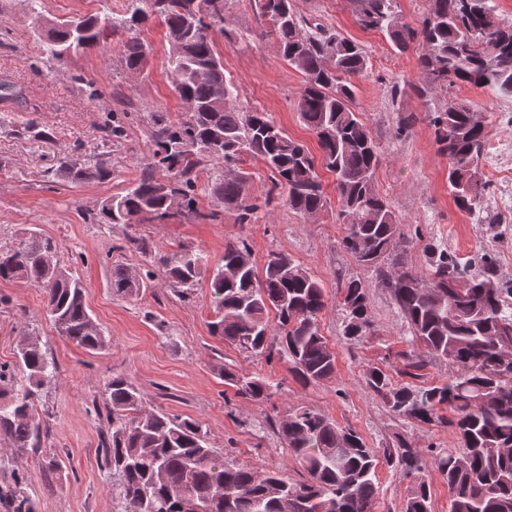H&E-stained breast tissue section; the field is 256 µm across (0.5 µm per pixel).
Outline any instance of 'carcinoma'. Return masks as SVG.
<instances>
[{"label":"carcinoma","instance_id":"1","mask_svg":"<svg viewBox=\"0 0 512 512\" xmlns=\"http://www.w3.org/2000/svg\"><path fill=\"white\" fill-rule=\"evenodd\" d=\"M194 0H127L120 17L91 14L47 23L51 57L66 61L119 37L121 63L142 72L151 52L143 39L153 19L165 26L169 67L177 74L175 90L199 111L174 122L152 112L148 121L149 155L141 176L124 192L100 201L98 224H165L174 218H213L198 201V174L210 162L236 176L211 185L210 193L252 224L262 206L286 190L288 208L304 219L316 218L327 192L316 165L334 176L344 226L343 250L361 267L378 273L404 317L412 342L422 354H408L400 375L419 379L426 357L448 362V382L416 385L395 382L379 368L365 384L395 418L448 424L461 448L436 455V468L448 487L450 512H512V372L501 369L504 346L512 345V287L500 278L493 258L463 262L429 245L428 268L406 266L405 219L392 210L376 184L380 163L377 143L353 108L357 80L368 68L365 51L319 24L299 18L291 0H263L262 15L282 57L304 75L297 110L320 149L315 160L266 112H243L235 105V87L224 74L216 37L224 34V0L212 9L193 10ZM361 28L386 35L400 52L418 50V84L412 87L423 111L405 115L397 134L407 135L419 122L434 132L437 153L448 160V190L458 209L481 208L488 185L479 161L487 144L482 113L470 104L454 108L433 101V91L450 83L487 87L512 98V25H504L496 0H430L428 16L417 27L401 21L398 0H346ZM107 143L123 137L118 119H106ZM256 160L270 171L273 187L260 197L251 193ZM53 176L72 184L105 181L111 170L90 171L63 155ZM155 255L165 282L186 294L206 270L200 249ZM231 265L237 275L224 276ZM0 281L19 282L44 291L45 317L67 340L90 352L110 348L90 314L81 280L60 265L56 246L33 228L0 245ZM146 287L127 268L112 269V291L135 298ZM210 299L216 313L213 335L243 351L292 366L306 384L333 376L334 353L320 332L325 309L322 284L289 256L275 254L264 272L255 266L248 244L224 247V264L211 276ZM370 286L354 276L340 286L344 335L359 340L371 332ZM275 312L276 323L269 320ZM57 366L38 338L23 334L14 364L0 365V452L15 461L40 446L43 419L35 402L55 378ZM224 382L246 400L270 396L272 385L260 376H239L224 369ZM106 436L102 462L112 471V496L125 512H375L379 458L376 449L353 429L300 406L278 421L277 433L303 479L290 480L279 469L255 471L224 460L211 446L198 421L161 408L146 409L143 394L125 377L106 383ZM453 412L445 418L443 410ZM388 467L413 475L419 451L404 438L383 454ZM0 512H37L26 473H15L0 486ZM403 512H431L430 486L418 477L407 491Z\"/></svg>","mask_w":512,"mask_h":512}]
</instances>
